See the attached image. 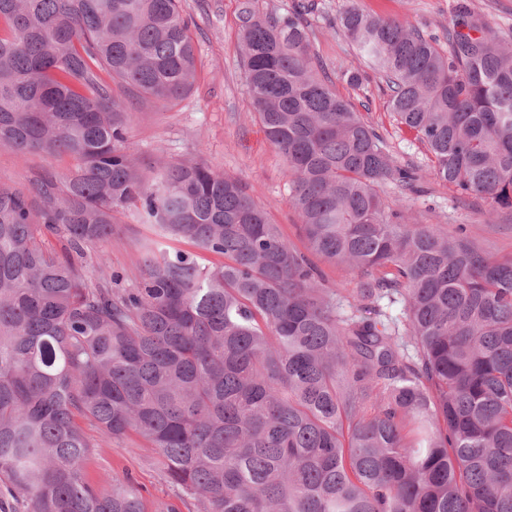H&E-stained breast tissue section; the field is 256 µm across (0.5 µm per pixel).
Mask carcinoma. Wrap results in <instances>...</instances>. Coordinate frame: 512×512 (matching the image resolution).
I'll use <instances>...</instances> for the list:
<instances>
[{
  "label": "carcinoma",
  "mask_w": 512,
  "mask_h": 512,
  "mask_svg": "<svg viewBox=\"0 0 512 512\" xmlns=\"http://www.w3.org/2000/svg\"><path fill=\"white\" fill-rule=\"evenodd\" d=\"M310 9L239 12L303 252L238 180L191 161L148 179L125 149L112 86L171 103L196 83L180 0H0V145L74 161L0 187V482L25 512H146L131 481L87 480L86 424L140 436L203 512H512V258L403 222L386 189L417 168L319 75ZM337 26L436 178L512 209V41L466 6L444 42L354 5ZM130 207L154 237L122 288L84 257ZM319 260L357 273L348 295Z\"/></svg>",
  "instance_id": "cac0c4a2"
}]
</instances>
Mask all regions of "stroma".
Returning <instances> with one entry per match:
<instances>
[{
    "label": "stroma",
    "mask_w": 512,
    "mask_h": 512,
    "mask_svg": "<svg viewBox=\"0 0 512 512\" xmlns=\"http://www.w3.org/2000/svg\"><path fill=\"white\" fill-rule=\"evenodd\" d=\"M366 12L381 18L405 19L424 31L444 36L460 6H469L502 35L512 37V0H356ZM307 17L313 32V49L327 64L357 61L355 48L336 29V16L349 0H315ZM240 0H182L191 27L198 62V78L192 91L173 105L139 100L127 129V147L142 168L161 158L190 159L207 164L237 179L246 193L265 211L270 223L280 225L298 249L306 242L299 235L300 218L289 202L288 175L282 157L266 140L258 116L246 93L239 51ZM341 96L355 106H367L369 117L387 140L400 165L420 170L421 190L400 194L388 189L389 202L400 205L408 223L437 224L448 230L464 227L469 238L494 257L512 254V211L493 212L489 200L458 197L453 188L433 174L425 146L409 133L398 130L387 108V95L378 77H370L363 90L336 85ZM71 158L46 157L39 152L18 156L0 147V186L22 188L47 168L67 171ZM120 230L104 245L110 270L131 285L136 274L135 236L149 229L130 213L119 215ZM90 482L105 476L128 477L142 489L150 512L164 502L181 498L180 488L169 483L157 466L146 442L137 436L101 441L85 462Z\"/></svg>",
    "instance_id": "obj_1"
}]
</instances>
